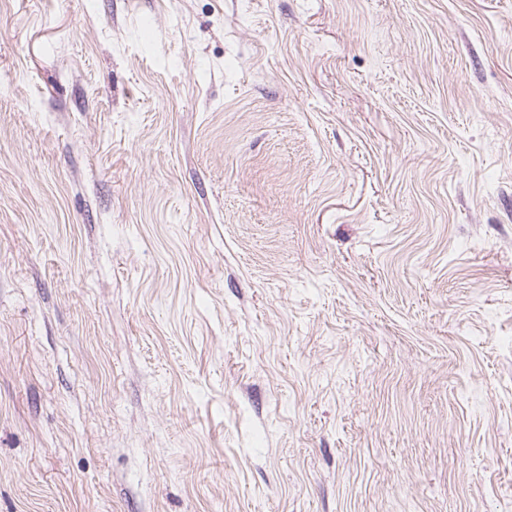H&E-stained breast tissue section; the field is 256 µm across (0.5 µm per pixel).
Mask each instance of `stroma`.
I'll return each instance as SVG.
<instances>
[{
	"label": "stroma",
	"mask_w": 512,
	"mask_h": 512,
	"mask_svg": "<svg viewBox=\"0 0 512 512\" xmlns=\"http://www.w3.org/2000/svg\"><path fill=\"white\" fill-rule=\"evenodd\" d=\"M0 512H512V0H0Z\"/></svg>",
	"instance_id": "1"
}]
</instances>
